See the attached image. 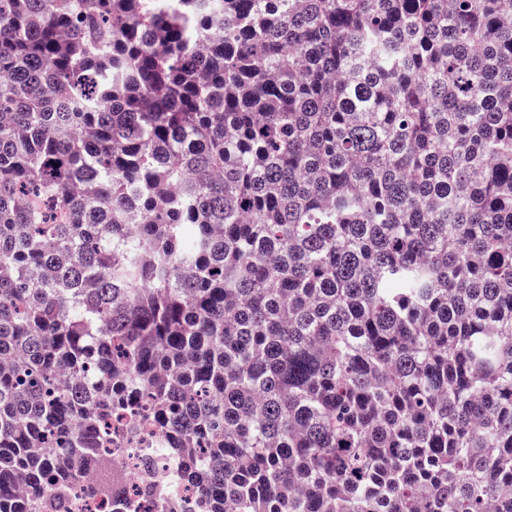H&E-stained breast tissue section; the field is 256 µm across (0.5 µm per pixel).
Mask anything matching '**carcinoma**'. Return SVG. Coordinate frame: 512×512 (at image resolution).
I'll return each mask as SVG.
<instances>
[{
	"label": "carcinoma",
	"mask_w": 512,
	"mask_h": 512,
	"mask_svg": "<svg viewBox=\"0 0 512 512\" xmlns=\"http://www.w3.org/2000/svg\"><path fill=\"white\" fill-rule=\"evenodd\" d=\"M114 411L205 512H512V0H0V512Z\"/></svg>",
	"instance_id": "obj_1"
}]
</instances>
